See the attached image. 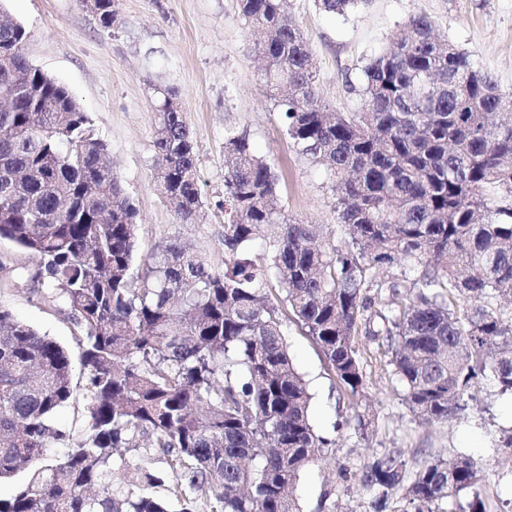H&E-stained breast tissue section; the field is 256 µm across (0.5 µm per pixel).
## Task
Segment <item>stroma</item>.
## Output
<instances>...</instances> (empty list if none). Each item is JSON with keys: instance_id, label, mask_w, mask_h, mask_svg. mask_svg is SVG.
I'll list each match as a JSON object with an SVG mask.
<instances>
[{"instance_id": "1", "label": "stroma", "mask_w": 512, "mask_h": 512, "mask_svg": "<svg viewBox=\"0 0 512 512\" xmlns=\"http://www.w3.org/2000/svg\"><path fill=\"white\" fill-rule=\"evenodd\" d=\"M27 31L29 62L65 83L108 144V158L134 199L141 224L139 251L168 238L190 245L213 270L224 268V130L247 134L279 176V206L306 224H321L332 240L343 235L325 171L301 156L282 133L274 99L237 0H117V27L103 28L81 0H5ZM316 65L321 99L339 112H357L354 87L410 15L422 13L440 36L468 52L512 96V0H362L346 15L319 10L316 0H288ZM178 89L197 153L204 202L198 224L178 223L153 183L155 114L151 85ZM0 305L77 352L76 330L62 299L27 288L0 287ZM290 355L308 380L316 428L336 436L301 475L294 495L302 512H366L372 497L359 482L343 483L340 468L360 470L374 457L401 451L409 469L436 456L464 453L482 470L489 512H512V458L494 448L512 428V398L481 385L477 402L448 421L419 423L402 399L375 343L358 337L366 373L357 407L340 399L319 351L297 326L288 328ZM363 419L367 431L352 422Z\"/></svg>"}]
</instances>
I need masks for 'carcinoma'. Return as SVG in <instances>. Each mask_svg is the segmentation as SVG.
Listing matches in <instances>:
<instances>
[{"mask_svg": "<svg viewBox=\"0 0 512 512\" xmlns=\"http://www.w3.org/2000/svg\"><path fill=\"white\" fill-rule=\"evenodd\" d=\"M238 2L284 134L329 174L343 238L278 213L274 168L228 128L221 272L176 238L139 255L138 211L106 142L74 93L28 62L26 30L0 6V91L12 92L0 112V239L38 258L32 271L0 260V277L66 301L82 366L78 382L66 347L0 306V481L19 479L0 512H198V490L208 512H300L289 489L336 441L309 417L291 323L351 405L366 382L359 336L388 357L421 423L465 410L482 382L512 395V97L413 14L364 66L363 111L337 112L283 0ZM360 2L318 6L344 14ZM97 19L118 24L114 0H98ZM151 98L157 189L179 223L196 224L185 110L172 87ZM257 241L259 260L248 254ZM67 407L70 428L57 423ZM354 477L374 490L368 512H386L400 489L412 512L442 501L487 512L467 454L410 477L391 453Z\"/></svg>", "mask_w": 512, "mask_h": 512, "instance_id": "1", "label": "carcinoma"}]
</instances>
